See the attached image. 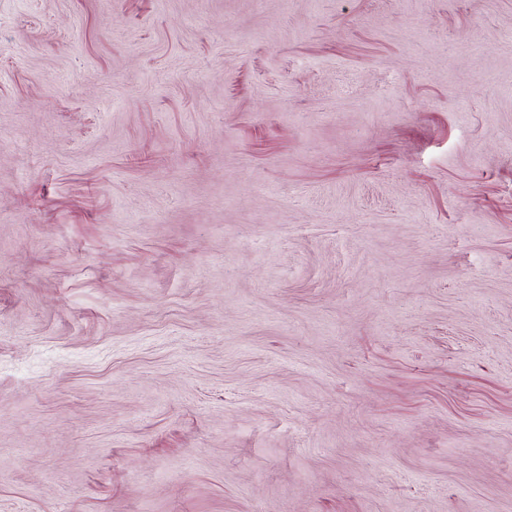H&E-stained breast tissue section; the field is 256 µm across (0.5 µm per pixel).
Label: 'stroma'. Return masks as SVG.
Returning <instances> with one entry per match:
<instances>
[{
    "label": "stroma",
    "mask_w": 512,
    "mask_h": 512,
    "mask_svg": "<svg viewBox=\"0 0 512 512\" xmlns=\"http://www.w3.org/2000/svg\"><path fill=\"white\" fill-rule=\"evenodd\" d=\"M0 512H512V0H0Z\"/></svg>",
    "instance_id": "stroma-1"
}]
</instances>
